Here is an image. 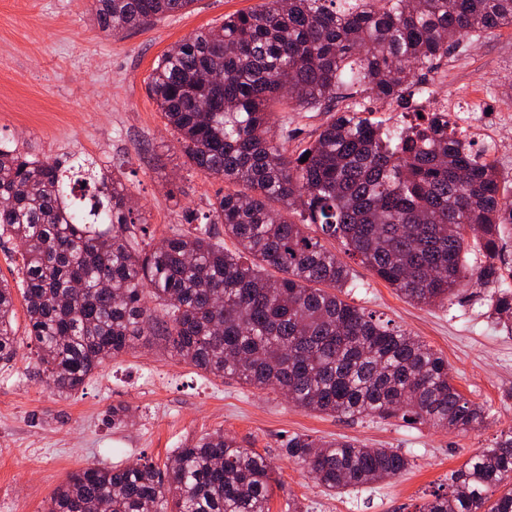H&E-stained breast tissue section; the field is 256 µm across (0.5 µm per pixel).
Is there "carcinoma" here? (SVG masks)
Segmentation results:
<instances>
[{
	"label": "carcinoma",
	"mask_w": 512,
	"mask_h": 512,
	"mask_svg": "<svg viewBox=\"0 0 512 512\" xmlns=\"http://www.w3.org/2000/svg\"><path fill=\"white\" fill-rule=\"evenodd\" d=\"M194 0H96L113 32L150 24ZM512 28V0H264L224 17L164 54L147 83L189 165L233 189L187 212L194 234L141 244L117 168L90 159L43 160L0 141V239L21 247L18 287L39 372L53 391L83 389L107 361L154 338L215 377L271 390L336 417H379L467 432L485 410L448 375V361L416 336L342 298L351 268L337 241L405 299L448 300L469 281L512 332V270L502 230L512 225V177L473 147L448 113L424 112L391 130L338 91L387 102L412 94L468 39ZM331 113L314 141L288 151L274 139V106ZM307 161H301L304 154ZM91 188L77 193L76 189ZM237 242L224 250L211 225ZM480 261L471 265V244ZM13 289L0 281V363L15 355ZM284 455L328 491L400 476L394 448L288 438ZM452 491L419 512H512V427L448 477ZM267 459L216 431L150 464L86 466L46 512H270Z\"/></svg>",
	"instance_id": "1"
}]
</instances>
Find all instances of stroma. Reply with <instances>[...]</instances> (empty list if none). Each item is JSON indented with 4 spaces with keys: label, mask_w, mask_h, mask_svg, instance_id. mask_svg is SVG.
<instances>
[{
    "label": "stroma",
    "mask_w": 512,
    "mask_h": 512,
    "mask_svg": "<svg viewBox=\"0 0 512 512\" xmlns=\"http://www.w3.org/2000/svg\"><path fill=\"white\" fill-rule=\"evenodd\" d=\"M262 0H194L186 11L148 26L112 33L94 19V0H0V139L42 157L86 156L119 165L154 239L194 233L184 208L205 209L223 194V180L184 166L180 146L148 77L159 58L186 36L225 16L257 9ZM425 82L436 103L459 114L491 158L512 175V30L504 28L450 53ZM328 113L277 112L275 137L289 147L312 142ZM179 188L178 200L168 197ZM349 302L390 326L419 336L448 360L462 395L487 418L465 433L395 420H352L310 412L268 390L217 378L141 344L101 367L84 390L58 396L37 370L23 300L15 302L17 353L0 365V512H44L55 489L80 468L152 463L164 468L175 449L221 431L264 456L275 484L270 512L295 498L303 512H417L448 490V476L512 426V335L490 316L489 291L461 289L448 302L417 305L350 264ZM129 416L112 426L113 407ZM356 441L409 456L401 476L333 495L283 455L289 436Z\"/></svg>",
    "instance_id": "35a3bbf8"
}]
</instances>
